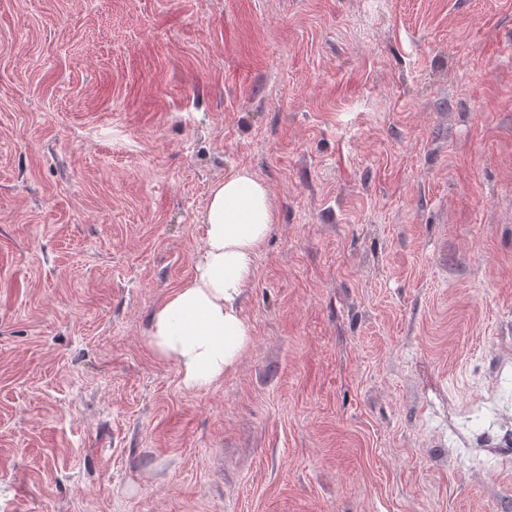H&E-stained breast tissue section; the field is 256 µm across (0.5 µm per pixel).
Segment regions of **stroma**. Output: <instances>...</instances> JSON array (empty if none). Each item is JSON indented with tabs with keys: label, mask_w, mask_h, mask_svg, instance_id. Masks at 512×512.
<instances>
[{
	"label": "stroma",
	"mask_w": 512,
	"mask_h": 512,
	"mask_svg": "<svg viewBox=\"0 0 512 512\" xmlns=\"http://www.w3.org/2000/svg\"><path fill=\"white\" fill-rule=\"evenodd\" d=\"M277 220L235 372L148 347L210 186ZM512 0H0V512H512Z\"/></svg>",
	"instance_id": "stroma-1"
}]
</instances>
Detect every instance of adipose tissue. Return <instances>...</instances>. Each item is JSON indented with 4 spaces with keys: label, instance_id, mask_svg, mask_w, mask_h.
Listing matches in <instances>:
<instances>
[{
    "label": "adipose tissue",
    "instance_id": "1",
    "mask_svg": "<svg viewBox=\"0 0 512 512\" xmlns=\"http://www.w3.org/2000/svg\"><path fill=\"white\" fill-rule=\"evenodd\" d=\"M275 221L266 186L248 170L212 186L194 274L154 309L148 330L150 349L178 365L186 387H211L250 348L252 326L240 302Z\"/></svg>",
    "mask_w": 512,
    "mask_h": 512
}]
</instances>
